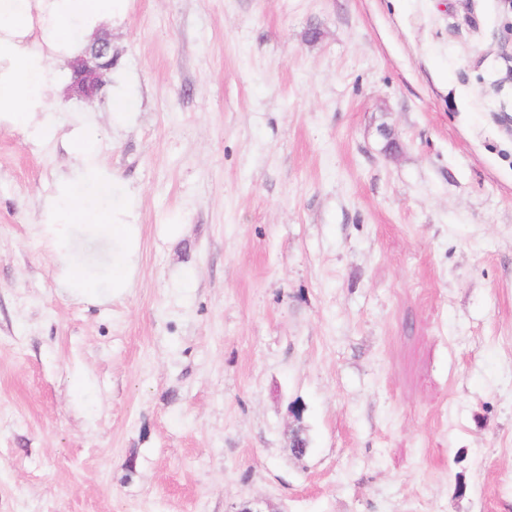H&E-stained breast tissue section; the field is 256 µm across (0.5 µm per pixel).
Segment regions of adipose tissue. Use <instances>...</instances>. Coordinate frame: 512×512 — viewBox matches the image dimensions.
<instances>
[{
	"instance_id": "obj_1",
	"label": "adipose tissue",
	"mask_w": 512,
	"mask_h": 512,
	"mask_svg": "<svg viewBox=\"0 0 512 512\" xmlns=\"http://www.w3.org/2000/svg\"><path fill=\"white\" fill-rule=\"evenodd\" d=\"M125 0H0V124L29 127L46 111L52 80L50 59L74 49L75 34L90 33L106 17L122 12ZM39 19L42 37L29 40L31 19ZM46 232L68 224H96L114 230L112 214L91 209L71 183L43 204Z\"/></svg>"
}]
</instances>
